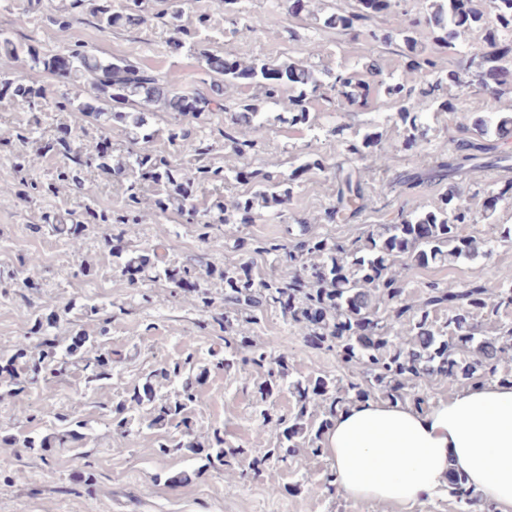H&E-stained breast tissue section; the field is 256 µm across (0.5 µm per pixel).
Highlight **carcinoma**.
<instances>
[{
  "mask_svg": "<svg viewBox=\"0 0 512 512\" xmlns=\"http://www.w3.org/2000/svg\"><path fill=\"white\" fill-rule=\"evenodd\" d=\"M161 9L153 13L168 31V43L178 51H198L205 60L213 81L209 91L191 96L179 90L176 79L144 69L125 59H106L85 49L83 45L58 53L32 45H23L0 35V98L20 97L33 109L54 103L64 111L77 107L105 118L109 126L141 130V146L127 152L126 160L113 162L112 135L100 139L94 151L85 152L81 144L68 137L55 143L58 153L69 163L56 169L50 182L26 184L27 192L36 195L55 193L59 183L76 182L84 169H114L122 177L123 207L111 214L100 213L83 205L84 214L70 224L56 229L72 242H77L87 228L85 221L112 225L117 236L133 232L141 223L140 204L145 187H153L155 205L160 212L173 206L182 215H198V235L205 238L214 224H250L263 217V212L285 208L294 193V178L302 173L336 169L335 204L324 212L323 220L334 223L351 221L365 209V188L352 173H343L341 164L311 154L289 176L269 164L262 169L212 166L198 160L184 166L170 156L150 149L154 133L142 106L162 104L167 120V141L178 147L193 134L209 130L218 132L232 151L244 158L256 150V134L263 128L260 104L253 98H241V90L257 89L262 101L281 107L286 115L279 121L290 127L316 125L311 118L309 102L324 99L350 112L365 109L369 104L371 85L397 104L395 116L403 125V149L410 155L413 170L397 176L391 188L403 194L424 183H449L441 204L428 211H401L396 222L388 224L377 236H369L361 246L331 244L320 236H310L288 247L275 242L254 243L252 251L273 255L291 268L286 280L260 277L248 263L224 268V309L233 315H245V322L257 321L262 309L278 310L288 322L298 327L310 343L336 353L348 369L339 378L318 376L314 379L288 381V355L277 356L257 346L244 336L232 357L242 364L267 369L268 380L259 387L265 400L279 389L289 387L299 404L294 421L272 418L261 410L263 423L279 430L276 458L285 463L297 448H310L319 453V442L339 408L346 403L363 401L378 391L387 401L396 403L412 398L418 406L425 398L411 390L410 383L423 378L444 376L452 385L475 384L485 376H494L499 365L512 360V325L499 329L493 336L483 334L478 317L497 315L512 309V267H493L489 281L496 285L491 291L484 286L467 285L448 290L430 282L420 303L409 299L406 270L447 259L458 260L480 253L490 240L461 233L462 225L471 221L470 208L457 201L452 181L482 166L491 170L508 166L512 157L491 154L490 145L467 137L459 138L448 154L433 155L427 151L429 124L425 110L436 112L453 109L450 89L467 87L484 97V109L474 115L471 128L465 129L482 139L495 135L506 140L512 135V113L500 110V100L512 84V69L502 65L512 59V0H431L424 10L412 15L402 13L391 31L373 25L378 14L390 7L389 0H335L322 22V27L356 39L366 36L385 47L396 46L409 58L410 79L389 83L383 72L372 65L368 82L347 68L321 69L279 63L253 57L247 61L237 56L213 52L204 47L210 26L209 15L197 16L196 25L188 29L181 24L183 0H160ZM92 12L103 31L114 27L141 26L149 21L144 0H98ZM425 28L436 49L458 53L466 36L476 33L481 44L480 55L467 60L464 71L443 72L433 54H427L416 38ZM26 53L30 69L56 76L65 86L57 94L47 88H34L14 71L20 53ZM89 79L96 91L95 104L80 101L81 81ZM224 116V124L213 123L216 114ZM336 141V149L346 158L372 154L380 168L389 167L387 154L378 149L380 134L362 127L353 132L345 124L325 130ZM208 183L222 187L236 183L245 190L231 196L218 195L212 206L200 208L196 195L185 190L189 184ZM116 268L121 274L136 271L140 281L165 280L193 300L210 304L206 285L200 281L195 267L186 262L170 267L156 249L127 256L115 251ZM445 308L448 317L442 324L432 313ZM40 366L50 372L59 359L56 343L47 338L36 346ZM196 395L186 382L174 399L154 405L152 384L134 393L132 402L150 405L151 424H185L183 412L194 403ZM224 438L215 435L208 443L209 464H224ZM448 496L459 512H489V506L460 472L448 476Z\"/></svg>",
  "mask_w": 512,
  "mask_h": 512,
  "instance_id": "1",
  "label": "carcinoma"
}]
</instances>
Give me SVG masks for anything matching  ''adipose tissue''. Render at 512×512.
I'll return each instance as SVG.
<instances>
[{
  "mask_svg": "<svg viewBox=\"0 0 512 512\" xmlns=\"http://www.w3.org/2000/svg\"><path fill=\"white\" fill-rule=\"evenodd\" d=\"M323 451L347 497L408 512L467 476L496 512H512V385L479 382L419 408L366 400L339 409Z\"/></svg>",
  "mask_w": 512,
  "mask_h": 512,
  "instance_id": "1",
  "label": "adipose tissue"
}]
</instances>
